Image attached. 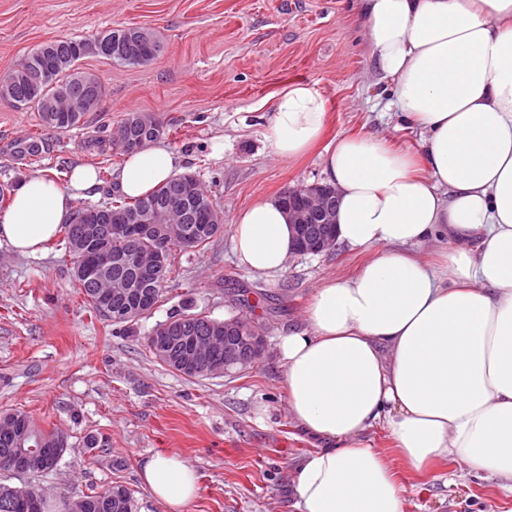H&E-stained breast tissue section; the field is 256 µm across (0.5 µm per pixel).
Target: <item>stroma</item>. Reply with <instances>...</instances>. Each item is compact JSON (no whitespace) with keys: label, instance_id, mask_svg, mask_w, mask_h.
<instances>
[{"label":"stroma","instance_id":"35a3bbf8","mask_svg":"<svg viewBox=\"0 0 512 512\" xmlns=\"http://www.w3.org/2000/svg\"><path fill=\"white\" fill-rule=\"evenodd\" d=\"M123 27L151 30L160 49L145 65L84 58L106 94L83 126L54 131L34 109L0 100V182L41 173L68 186L74 166L102 162L103 126L145 112L166 126L161 141L181 171L221 204L226 228L207 248L179 255L162 301L130 333L87 305L63 249L50 243L23 256L1 245L0 412L69 434L57 468L35 479L52 512L115 482L133 490L138 512H165L139 473L158 452L180 454L196 471L188 512H295L291 470L316 444L288 413L277 338L301 325L326 278L354 274L370 255L342 247L296 255L282 274L263 278L239 265L230 227L252 203L325 179L319 151L282 159L266 139L271 106L288 83L309 84L325 99L324 144L373 133L413 148L418 135L386 108L357 0H0V77L45 42ZM34 136L43 147L37 163L14 149ZM240 291L267 340L248 370L190 378L150 353L148 336L184 299L224 319L239 313ZM89 436L98 447H86ZM398 477L405 512H512V494L496 478L450 457L422 473L399 468Z\"/></svg>","mask_w":512,"mask_h":512}]
</instances>
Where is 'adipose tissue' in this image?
<instances>
[{
  "label": "adipose tissue",
  "instance_id": "adipose-tissue-1",
  "mask_svg": "<svg viewBox=\"0 0 512 512\" xmlns=\"http://www.w3.org/2000/svg\"><path fill=\"white\" fill-rule=\"evenodd\" d=\"M361 8L387 108L421 144L341 136L322 154L339 194L337 244L374 256L354 276L325 280L304 327L277 343L290 416L318 442L292 474L296 512H403L393 464L365 439L378 424L411 469L450 456L512 492V0H361ZM326 114L313 86L284 87L267 125L274 153L305 155ZM178 170L171 149L150 144L114 181L137 197ZM96 181L87 165L65 187L24 178L0 213V243L40 252ZM232 231L239 263L258 276L279 275L297 252L277 198L241 212ZM435 236L450 241L436 265L414 254ZM141 477L167 512H187L198 492L195 470L175 454L146 459Z\"/></svg>",
  "mask_w": 512,
  "mask_h": 512
}]
</instances>
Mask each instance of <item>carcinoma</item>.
<instances>
[{
	"label": "carcinoma",
	"mask_w": 512,
	"mask_h": 512,
	"mask_svg": "<svg viewBox=\"0 0 512 512\" xmlns=\"http://www.w3.org/2000/svg\"><path fill=\"white\" fill-rule=\"evenodd\" d=\"M159 41L153 32L128 27L109 30L93 40L61 38L49 41L23 58L5 78L0 80V100L15 106L30 107L38 112L42 125L59 131H70L80 126L83 112L70 111V91L102 101L105 87L94 74L81 69L78 62L87 56H99L118 64H143L156 56ZM165 128L154 117L130 111L118 123L109 137L122 152H132L163 136ZM189 199L186 207V227L194 226L201 233L187 237L180 231L168 230V225L158 222L157 208L179 198ZM94 216L96 231L109 239L112 252L148 250L160 244L166 248V264L158 271L144 274L134 268L111 270L112 290L99 288L79 273V267L94 261V247L87 236L86 225L73 219L61 227L66 255L73 264V276L78 288L96 312L112 318V308L129 307L132 313L113 321L115 325L133 327L145 314L158 304L163 296V284L168 280L176 252L203 248L224 230V212L220 204L204 189L193 174H180L151 193L134 201H104L81 210ZM134 218L149 228L142 238L129 239L112 232V225L123 223L122 216ZM173 322L180 325L177 331L154 330L157 336H194L206 342L219 331L226 333L231 348L240 346L237 329L224 331V321L195 313L184 306L172 314ZM152 354L171 370L188 377H206L224 371V354L211 358L201 369L188 372L181 362L185 355L183 345L172 341L165 350H158L153 340H148ZM69 447V435L61 431L44 432L31 424L22 412L0 414V469L11 456L31 448H45L52 455L53 465H58ZM0 512H27L12 493V484L0 481ZM65 512H137L134 492L123 484H113L101 491L85 493L65 503Z\"/></svg>",
	"instance_id": "carcinoma-1"
}]
</instances>
